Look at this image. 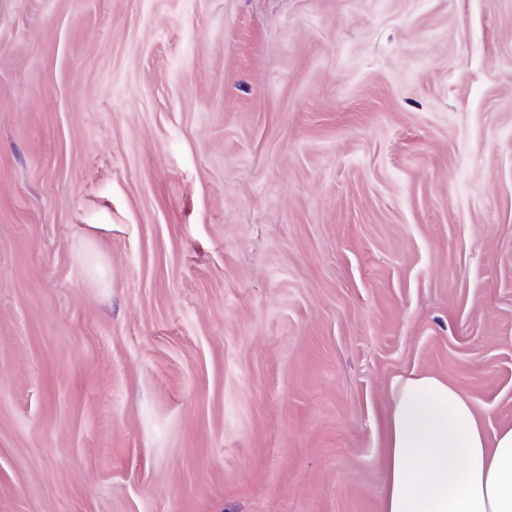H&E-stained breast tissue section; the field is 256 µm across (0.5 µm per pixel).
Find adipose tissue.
<instances>
[{
	"label": "adipose tissue",
	"instance_id": "ef3b65f1",
	"mask_svg": "<svg viewBox=\"0 0 512 512\" xmlns=\"http://www.w3.org/2000/svg\"><path fill=\"white\" fill-rule=\"evenodd\" d=\"M380 512H512V427L487 433L470 399L426 373L396 378Z\"/></svg>",
	"mask_w": 512,
	"mask_h": 512
}]
</instances>
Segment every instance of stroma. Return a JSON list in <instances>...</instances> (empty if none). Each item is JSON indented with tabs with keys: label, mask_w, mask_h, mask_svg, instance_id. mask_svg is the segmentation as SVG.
<instances>
[{
	"label": "stroma",
	"mask_w": 512,
	"mask_h": 512,
	"mask_svg": "<svg viewBox=\"0 0 512 512\" xmlns=\"http://www.w3.org/2000/svg\"><path fill=\"white\" fill-rule=\"evenodd\" d=\"M412 370L512 427V0H0V512H378Z\"/></svg>",
	"instance_id": "stroma-1"
}]
</instances>
